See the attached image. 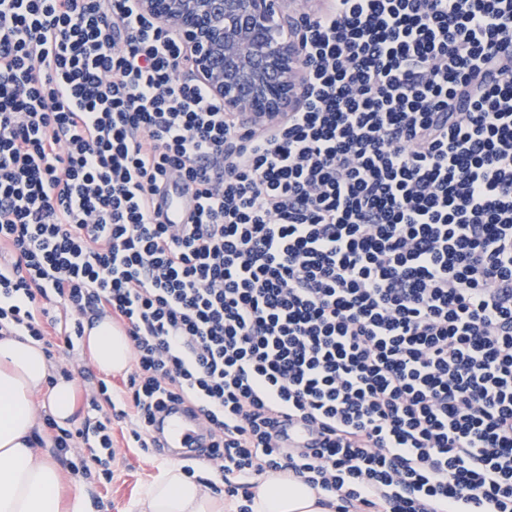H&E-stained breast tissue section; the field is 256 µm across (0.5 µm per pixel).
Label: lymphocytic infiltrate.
<instances>
[{
    "label": "lymphocytic infiltrate",
    "instance_id": "obj_1",
    "mask_svg": "<svg viewBox=\"0 0 512 512\" xmlns=\"http://www.w3.org/2000/svg\"><path fill=\"white\" fill-rule=\"evenodd\" d=\"M298 108L243 125L136 0H0V335L129 337L59 453L113 476V418L170 404L253 512L286 473L335 512H512V0H322ZM180 179L190 223L154 208ZM316 434L279 436L281 418Z\"/></svg>",
    "mask_w": 512,
    "mask_h": 512
}]
</instances>
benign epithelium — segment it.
Returning <instances> with one entry per match:
<instances>
[{"label":"benign epithelium","mask_w":512,"mask_h":512,"mask_svg":"<svg viewBox=\"0 0 512 512\" xmlns=\"http://www.w3.org/2000/svg\"><path fill=\"white\" fill-rule=\"evenodd\" d=\"M138 9L174 28L191 72L245 124L299 102L304 72L287 0H138Z\"/></svg>","instance_id":"7a95c632"}]
</instances>
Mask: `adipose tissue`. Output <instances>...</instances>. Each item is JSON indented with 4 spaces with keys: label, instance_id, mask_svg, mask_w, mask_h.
I'll return each instance as SVG.
<instances>
[{
    "label": "adipose tissue",
    "instance_id": "1",
    "mask_svg": "<svg viewBox=\"0 0 512 512\" xmlns=\"http://www.w3.org/2000/svg\"><path fill=\"white\" fill-rule=\"evenodd\" d=\"M85 343L105 373L123 372L132 357L131 343L110 318L86 327ZM58 422L74 415L75 386L51 379L43 350L27 336H0V512H87L82 495L62 504L63 473L48 453L39 450L40 429L34 399ZM321 491L298 478L274 476L256 490L255 512H330ZM134 512H224L221 499L204 490L177 466L161 469L146 484Z\"/></svg>",
    "mask_w": 512,
    "mask_h": 512
}]
</instances>
